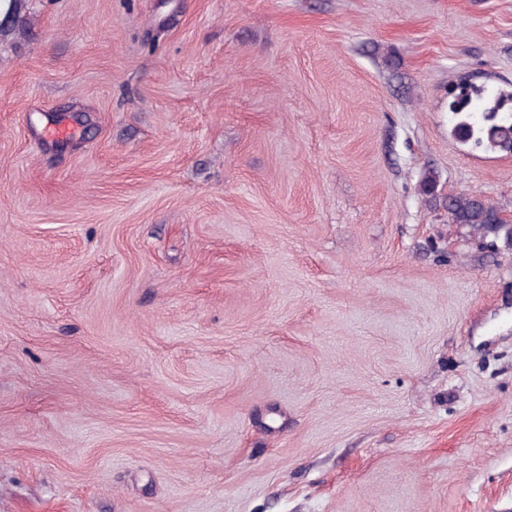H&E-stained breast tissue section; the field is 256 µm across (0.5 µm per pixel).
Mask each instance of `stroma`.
I'll use <instances>...</instances> for the list:
<instances>
[{"label": "stroma", "instance_id": "stroma-1", "mask_svg": "<svg viewBox=\"0 0 512 512\" xmlns=\"http://www.w3.org/2000/svg\"><path fill=\"white\" fill-rule=\"evenodd\" d=\"M463 75L512 88V0L0 18V512H512V239L447 209L512 216V153L452 136ZM449 222L463 224L485 231H493V224H499L498 230L504 223L500 211L490 201L477 195L458 194L448 201ZM495 226V225H493Z\"/></svg>", "mask_w": 512, "mask_h": 512}]
</instances>
